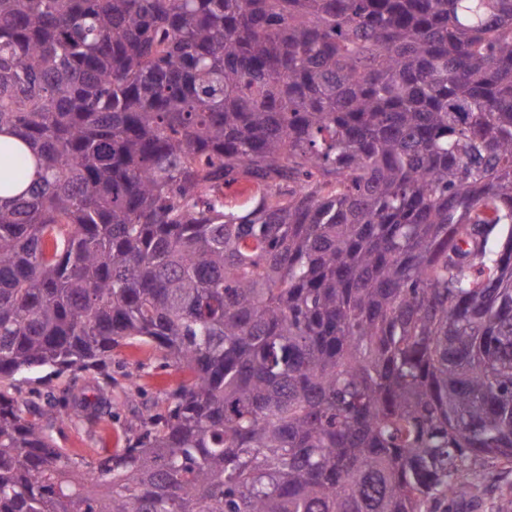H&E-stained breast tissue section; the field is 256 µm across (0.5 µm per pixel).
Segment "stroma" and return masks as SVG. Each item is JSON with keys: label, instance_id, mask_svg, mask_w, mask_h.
Here are the masks:
<instances>
[{"label": "stroma", "instance_id": "obj_1", "mask_svg": "<svg viewBox=\"0 0 512 512\" xmlns=\"http://www.w3.org/2000/svg\"><path fill=\"white\" fill-rule=\"evenodd\" d=\"M185 378L184 373L163 366L153 346L135 344L120 349L105 374L71 370L59 376L43 375L41 381L17 385L12 393L20 399L36 398L39 391L53 389L56 396L65 393L95 395L106 388L112 396V412L102 413L94 427L65 411L59 447L94 461L125 448L135 434L129 421L132 417L165 413L167 394ZM137 381L140 390L130 393V381ZM477 499L473 512H512V469H494L476 478Z\"/></svg>", "mask_w": 512, "mask_h": 512}]
</instances>
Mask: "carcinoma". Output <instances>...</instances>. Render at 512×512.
I'll use <instances>...</instances> for the list:
<instances>
[{
    "mask_svg": "<svg viewBox=\"0 0 512 512\" xmlns=\"http://www.w3.org/2000/svg\"><path fill=\"white\" fill-rule=\"evenodd\" d=\"M3 128L0 380L187 379L95 462L0 390V512H467L512 468V0H0Z\"/></svg>",
    "mask_w": 512,
    "mask_h": 512,
    "instance_id": "1",
    "label": "carcinoma"
}]
</instances>
